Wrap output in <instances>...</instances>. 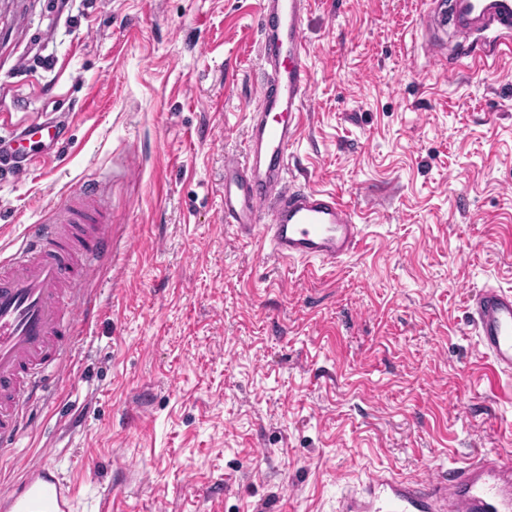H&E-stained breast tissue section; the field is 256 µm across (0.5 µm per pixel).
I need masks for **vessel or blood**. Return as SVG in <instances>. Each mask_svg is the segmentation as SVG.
<instances>
[{
	"mask_svg": "<svg viewBox=\"0 0 512 512\" xmlns=\"http://www.w3.org/2000/svg\"><path fill=\"white\" fill-rule=\"evenodd\" d=\"M428 24L448 25L455 55L475 61L512 43V0H433ZM311 0H262L258 19L263 80L241 152L224 156L222 221L254 235L262 251L286 263L336 265L356 255L363 228L333 192L288 181L289 151L303 125L310 89L304 21ZM65 133L55 120L17 128L7 146L16 177H25L33 147L50 155ZM106 200L88 184L52 206L45 223L28 226L16 252L0 259V450H12L25 407L43 380L59 373L79 310L78 286L94 275L112 242ZM469 324L497 376H512V290L470 293ZM58 469L42 463L0 484V512H75ZM337 512H512V455L495 452L426 481L370 475L345 494Z\"/></svg>",
	"mask_w": 512,
	"mask_h": 512,
	"instance_id": "1",
	"label": "vessel or blood"
}]
</instances>
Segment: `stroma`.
Segmentation results:
<instances>
[{
  "mask_svg": "<svg viewBox=\"0 0 512 512\" xmlns=\"http://www.w3.org/2000/svg\"><path fill=\"white\" fill-rule=\"evenodd\" d=\"M261 0H0V114L66 115L0 172V254L84 181L112 249L63 371L0 480L50 463L76 512H336L387 471L512 451L467 293L512 289V52L449 70L427 0H313L290 180L336 192L359 252L303 270L221 222L224 155L260 96ZM65 128L64 121L55 120L35 126L20 127L13 131L10 140L6 144L9 152L14 154L12 168L15 176L23 178L28 173L29 164L32 162L30 153L35 149L34 145H39L41 149H36L37 153L49 156L51 151L63 139ZM37 135L39 138L34 139ZM30 142L33 145H30Z\"/></svg>",
  "mask_w": 512,
  "mask_h": 512,
  "instance_id": "obj_1",
  "label": "stroma"
}]
</instances>
